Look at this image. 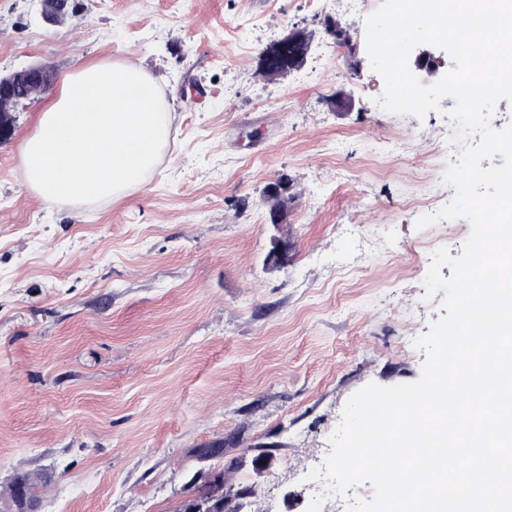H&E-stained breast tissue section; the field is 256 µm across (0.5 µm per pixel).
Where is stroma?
I'll return each instance as SVG.
<instances>
[{"instance_id":"obj_1","label":"stroma","mask_w":512,"mask_h":512,"mask_svg":"<svg viewBox=\"0 0 512 512\" xmlns=\"http://www.w3.org/2000/svg\"><path fill=\"white\" fill-rule=\"evenodd\" d=\"M364 13L342 0H0V75L43 64L52 86L0 145V489L38 476L39 512H178L223 469L237 512H340L309 473L347 400L418 379L413 339L438 319L423 280L459 256L467 220L415 227L455 154L442 109H380ZM347 30L341 45L327 19ZM313 32L306 63L257 76L272 40ZM131 61L155 76L169 143L118 199L50 208L20 153L63 79ZM355 107H331L336 93ZM288 177L287 227L263 200ZM288 259L271 267L275 239ZM223 442V459L196 451ZM258 485V497L243 488Z\"/></svg>"}]
</instances>
